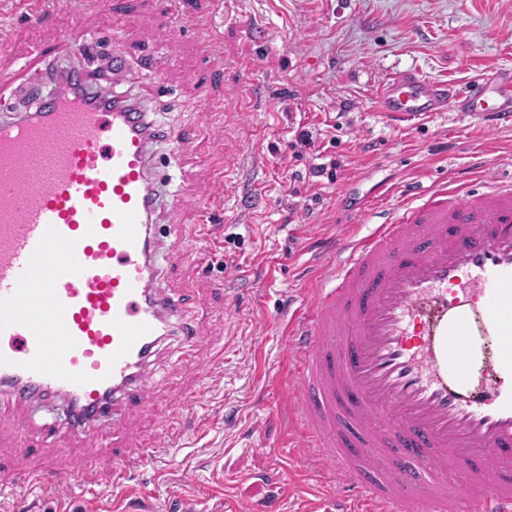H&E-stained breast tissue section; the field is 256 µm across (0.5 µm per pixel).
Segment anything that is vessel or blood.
<instances>
[{
	"instance_id": "vessel-or-blood-1",
	"label": "vessel or blood",
	"mask_w": 512,
	"mask_h": 512,
	"mask_svg": "<svg viewBox=\"0 0 512 512\" xmlns=\"http://www.w3.org/2000/svg\"><path fill=\"white\" fill-rule=\"evenodd\" d=\"M65 80L38 75L31 112L0 114V389L23 406L63 399L62 424L96 445L155 396L151 358L164 330L197 341L184 302L165 294L156 221L190 189L160 192L153 141L178 161L181 131L152 128L129 95L85 66L89 37H67ZM444 83L401 72L379 85L396 126L446 111ZM489 132L512 129V69L458 106ZM327 262L281 315L288 370L275 383L295 433L288 460L330 478L324 512H512V189L466 184L423 193L362 238L339 234ZM0 465V491L68 502L93 494L88 469L42 455ZM148 449L96 455L113 492Z\"/></svg>"
}]
</instances>
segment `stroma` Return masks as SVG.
I'll return each mask as SVG.
<instances>
[{"label": "stroma", "instance_id": "35a3bbf8", "mask_svg": "<svg viewBox=\"0 0 512 512\" xmlns=\"http://www.w3.org/2000/svg\"><path fill=\"white\" fill-rule=\"evenodd\" d=\"M0 0V34L17 49L22 69L0 93V112L19 108L20 90L63 31L105 36L120 28L137 65L158 52L163 75L145 72L136 89L153 119L191 129L180 160L157 145L159 170L171 191L194 189V203L169 223L190 227L213 219L204 259L170 271L159 248L161 285L186 300L200 340L164 339L152 359L155 402L104 433L101 449L137 438L167 448L142 466L127 492L133 512H225V500L257 502L287 476L286 512L320 485L313 472L284 474L288 417L267 402L279 371L281 305L314 276L320 261L313 238L344 231L362 237L377 219L363 205L388 190L389 207L431 185L464 179L482 189L479 169L512 186V131L486 132L456 111L398 129L379 112L377 86L400 70L464 89L496 69H512V0H237L213 11V0H140L125 17L103 0H45L31 24ZM216 112L202 117L200 90ZM308 129L314 143L300 145ZM251 154L238 165L224 159L238 146ZM222 167L223 194L198 168ZM236 308L224 309L225 290ZM217 361L206 381L187 363ZM202 401L190 406L191 392ZM43 414L0 394V460L16 472L11 427L37 431ZM194 474L193 484L183 480Z\"/></svg>", "mask_w": 512, "mask_h": 512}]
</instances>
